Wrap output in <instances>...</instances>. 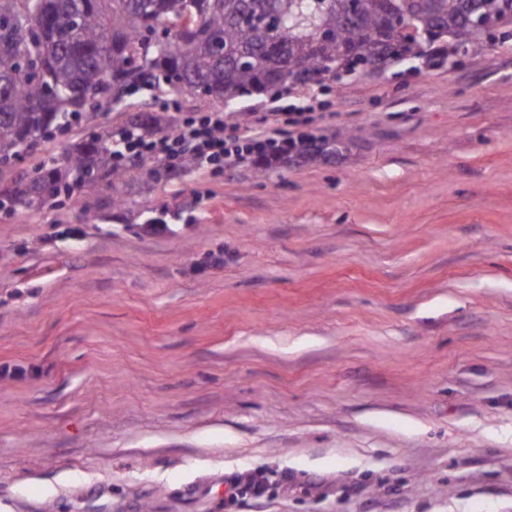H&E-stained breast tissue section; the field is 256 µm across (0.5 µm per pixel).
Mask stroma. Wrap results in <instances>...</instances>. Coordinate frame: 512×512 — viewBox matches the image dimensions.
<instances>
[{
    "label": "stroma",
    "mask_w": 512,
    "mask_h": 512,
    "mask_svg": "<svg viewBox=\"0 0 512 512\" xmlns=\"http://www.w3.org/2000/svg\"><path fill=\"white\" fill-rule=\"evenodd\" d=\"M307 100L318 160L0 210V512H512V36Z\"/></svg>",
    "instance_id": "1"
}]
</instances>
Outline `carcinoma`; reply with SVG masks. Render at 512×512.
Here are the masks:
<instances>
[{"instance_id":"cac0c4a2","label":"carcinoma","mask_w":512,"mask_h":512,"mask_svg":"<svg viewBox=\"0 0 512 512\" xmlns=\"http://www.w3.org/2000/svg\"><path fill=\"white\" fill-rule=\"evenodd\" d=\"M406 25L395 26L385 0H0V176L72 122L97 123L143 88L221 104L252 92L280 95L373 66L375 45L389 60L472 54V22L506 37L512 0H395ZM328 29L322 39L318 30ZM173 127L163 114L138 110L40 162L0 206L39 208L61 189L77 198L125 181L115 145Z\"/></svg>"}]
</instances>
